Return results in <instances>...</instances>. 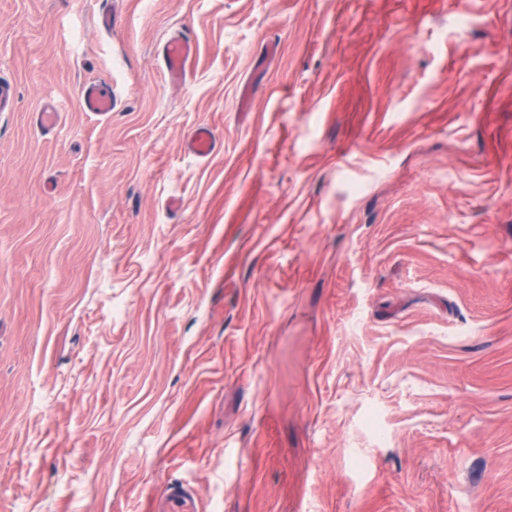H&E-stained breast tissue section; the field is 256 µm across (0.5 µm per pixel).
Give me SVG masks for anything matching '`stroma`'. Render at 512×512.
Here are the masks:
<instances>
[{"mask_svg": "<svg viewBox=\"0 0 512 512\" xmlns=\"http://www.w3.org/2000/svg\"><path fill=\"white\" fill-rule=\"evenodd\" d=\"M3 78L0 512H512V0H0ZM193 51V44L188 39L175 40L166 46L163 59L170 80L177 82L186 76ZM80 101L85 112L104 118L112 115V92L97 82H88L82 86ZM185 146L189 152H192L197 156H205L209 154L214 147V141L210 130L206 127L197 128L188 137ZM190 497H193V494H186L179 486L173 485L168 488L164 498L151 501L148 510L152 512H194V509L189 507Z\"/></svg>", "mask_w": 512, "mask_h": 512, "instance_id": "1", "label": "stroma"}]
</instances>
